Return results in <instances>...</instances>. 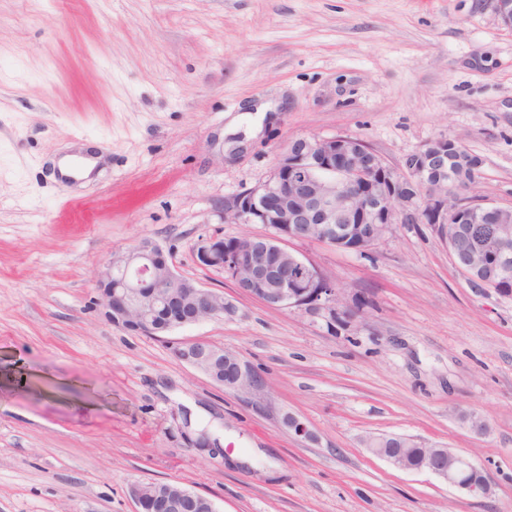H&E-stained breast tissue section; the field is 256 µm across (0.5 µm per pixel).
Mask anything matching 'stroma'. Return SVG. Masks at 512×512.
Returning <instances> with one entry per match:
<instances>
[{"label":"stroma","instance_id":"1","mask_svg":"<svg viewBox=\"0 0 512 512\" xmlns=\"http://www.w3.org/2000/svg\"><path fill=\"white\" fill-rule=\"evenodd\" d=\"M337 134L395 167L457 138L483 161L469 197L512 204V28L492 0H0V512H133L150 481L218 512H512V297L471 287L432 225L365 255L288 242L350 317L269 308L196 262L209 237L267 233L224 206L285 143ZM95 152V177L60 178ZM143 239L231 311L164 338L109 322L98 274ZM194 337L263 390L177 359ZM198 427L222 446L189 444ZM385 435L470 457L490 492L397 469L369 449ZM227 373L230 380L229 390L250 394L259 392L262 388L255 371L239 357L229 362Z\"/></svg>","mask_w":512,"mask_h":512}]
</instances>
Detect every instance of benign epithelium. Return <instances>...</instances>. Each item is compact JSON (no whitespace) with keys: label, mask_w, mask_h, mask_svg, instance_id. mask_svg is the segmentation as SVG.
<instances>
[{"label":"benign epithelium","mask_w":512,"mask_h":512,"mask_svg":"<svg viewBox=\"0 0 512 512\" xmlns=\"http://www.w3.org/2000/svg\"><path fill=\"white\" fill-rule=\"evenodd\" d=\"M503 25L512 28V0H492ZM448 137H439L409 154L397 169L387 164L361 140L350 135L312 136L299 139V154L288 149L278 155L269 177L224 206V222L269 224L271 232L249 238L239 253H224V238L213 237L197 249L199 265L246 278V295L274 309L307 307L326 309L336 315L341 300L336 288L311 263L290 252L285 242L316 240L332 246L344 243L343 224H359L362 233L355 249L368 251L380 242L394 224H432L441 231L453 225L452 233H467L472 224L494 225L497 246L486 255L483 241H473L469 252H460L446 239L455 268L468 283L488 288L479 277L483 262L512 258V205L472 203L458 199L448 205L443 190L448 182L478 176L481 160L471 155L460 160L456 173H448ZM450 177H445V174ZM107 319L144 336H161L173 328L156 326L168 318L166 299L171 288H184V302L193 312L181 325L198 324L224 317V295L198 283L185 287L164 249L144 239L136 243L117 264L108 258L97 282ZM174 354L196 369L199 362L224 365V347L203 338L178 341ZM228 389L255 393L261 390L255 371L240 358L229 362ZM399 448H384L380 442L371 452L407 471H428L449 485L471 495H486L490 480L483 469L465 455L437 446L423 448L413 439L401 438ZM203 495L184 490L164 503L160 512H195Z\"/></svg>","instance_id":"obj_1"}]
</instances>
